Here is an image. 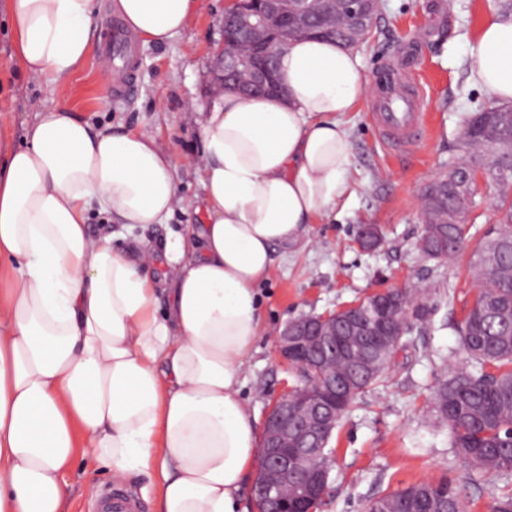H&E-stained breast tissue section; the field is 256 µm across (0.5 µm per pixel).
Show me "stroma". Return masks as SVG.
Wrapping results in <instances>:
<instances>
[{"label": "stroma", "instance_id": "stroma-1", "mask_svg": "<svg viewBox=\"0 0 512 512\" xmlns=\"http://www.w3.org/2000/svg\"><path fill=\"white\" fill-rule=\"evenodd\" d=\"M228 2L204 0L201 12L168 45L138 43L135 92L129 97L114 96L111 65L96 48L71 80L54 90L16 74L10 40L0 31V75L7 79L0 119L20 140L33 107L65 103L95 127L150 128L162 146L175 147L179 192L193 198L199 192L202 142L187 107L211 99L210 65ZM488 7V0H381L369 36L357 48L363 72L375 84L382 71L407 63L423 97L428 137L405 152L389 149L372 117L382 96L375 85L346 117L353 143L348 205L311 225L310 245L276 259L259 288L266 331L248 358L242 390L259 417L297 381L296 372L275 355L277 331L286 321L334 311L374 291L430 288L435 312L413 331L414 344L399 353L388 385L363 394L341 419L330 442L334 463L318 512H366L379 492L444 476L462 487L467 512H492L502 493V481L477 474L454 456L448 431L432 409L436 376L464 358L456 325L473 296L465 264L437 263L417 247L422 190L459 162L462 120L489 103L469 79V44ZM366 224L381 236L372 250L355 240L357 228ZM68 480L73 512H93L96 491L113 483L107 466L90 453L78 455Z\"/></svg>", "mask_w": 512, "mask_h": 512}]
</instances>
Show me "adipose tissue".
Returning a JSON list of instances; mask_svg holds the SVG:
<instances>
[{"label":"adipose tissue","mask_w":512,"mask_h":512,"mask_svg":"<svg viewBox=\"0 0 512 512\" xmlns=\"http://www.w3.org/2000/svg\"><path fill=\"white\" fill-rule=\"evenodd\" d=\"M202 0H110L144 42L180 36ZM14 67L53 88L84 65L95 0H0ZM470 78L512 103V13L489 8ZM279 97L214 96L200 120V192L147 129L92 128L65 104L0 126V512H72L79 449L114 480L149 477L155 512H236L260 436L242 395L264 332L258 287L275 250L348 198L347 113L371 92L354 49L302 38L279 53ZM204 214L162 246L128 229Z\"/></svg>","instance_id":"1"}]
</instances>
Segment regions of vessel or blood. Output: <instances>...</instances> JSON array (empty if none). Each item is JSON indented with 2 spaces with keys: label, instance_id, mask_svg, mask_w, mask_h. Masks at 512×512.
Returning a JSON list of instances; mask_svg holds the SVG:
<instances>
[{
  "label": "vessel or blood",
  "instance_id": "vessel-or-blood-1",
  "mask_svg": "<svg viewBox=\"0 0 512 512\" xmlns=\"http://www.w3.org/2000/svg\"><path fill=\"white\" fill-rule=\"evenodd\" d=\"M382 134L397 148L405 150L424 135L422 103L413 84L401 72H391L388 90L380 101ZM141 506L128 492L118 488L101 490L95 512H140Z\"/></svg>",
  "mask_w": 512,
  "mask_h": 512
}]
</instances>
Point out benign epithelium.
<instances>
[{
    "instance_id": "obj_1",
    "label": "benign epithelium",
    "mask_w": 512,
    "mask_h": 512,
    "mask_svg": "<svg viewBox=\"0 0 512 512\" xmlns=\"http://www.w3.org/2000/svg\"><path fill=\"white\" fill-rule=\"evenodd\" d=\"M356 23L350 28V40L362 42L367 34L364 17L374 16L379 0H347ZM237 8L224 14L222 24L234 30V40L222 41L211 69L212 94L232 85L242 92L262 91L277 94L282 85L275 72L277 49L292 39L312 34L336 35L328 18L312 26L311 13L318 0H233ZM444 241L441 228L432 229L418 242V248L435 253ZM356 303L341 307L347 313L345 335L352 339L363 335L362 321L353 313ZM410 308L392 307V315L377 329L384 343L392 342L401 324L411 320ZM336 313L301 314L287 321L278 331L276 354L280 362L294 368L300 377L312 369L315 357L336 353ZM353 392V380L336 386V379L325 381L320 399L305 400L290 389L267 406L259 453L258 476L253 486L259 512H311L309 505L325 497L329 471L319 457L308 450L314 440L327 443L340 419L336 402L346 401Z\"/></svg>"
}]
</instances>
